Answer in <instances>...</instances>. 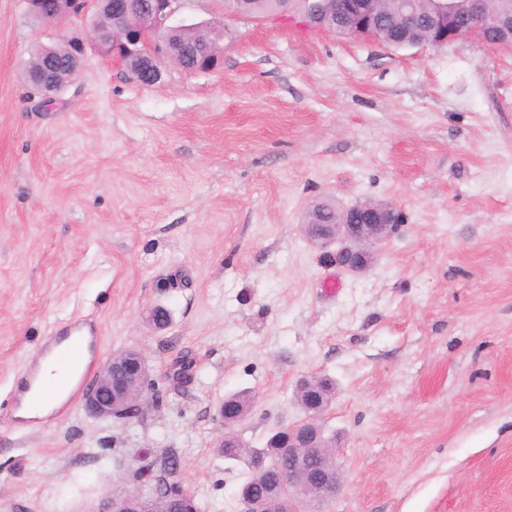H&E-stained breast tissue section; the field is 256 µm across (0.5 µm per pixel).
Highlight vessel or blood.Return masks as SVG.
Wrapping results in <instances>:
<instances>
[{"label":"vessel or blood","mask_w":512,"mask_h":512,"mask_svg":"<svg viewBox=\"0 0 512 512\" xmlns=\"http://www.w3.org/2000/svg\"><path fill=\"white\" fill-rule=\"evenodd\" d=\"M101 348V338L94 327L83 321L70 324L64 337H50L43 348L44 354L56 355L67 368L66 374L54 387L45 389L47 396H63L66 403H76L83 385L89 375L87 365L96 358ZM39 369L30 367L18 378L13 391V423L25 424L21 411L27 396L34 389L40 388Z\"/></svg>","instance_id":"vessel-or-blood-1"}]
</instances>
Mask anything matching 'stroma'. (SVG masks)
<instances>
[{
	"instance_id": "obj_1",
	"label": "stroma",
	"mask_w": 512,
	"mask_h": 512,
	"mask_svg": "<svg viewBox=\"0 0 512 512\" xmlns=\"http://www.w3.org/2000/svg\"><path fill=\"white\" fill-rule=\"evenodd\" d=\"M210 20L219 69L147 88L90 52L47 110L23 66L91 20L0 0V512H97L170 455L201 512H240L219 403L250 392L235 432L262 448L309 376L336 384L320 424L343 484L320 512H512V48L394 50L224 0L176 16ZM367 199L404 221L354 275L305 223ZM85 317L154 394L132 419L77 404L17 428L16 376Z\"/></svg>"
}]
</instances>
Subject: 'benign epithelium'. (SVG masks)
<instances>
[{
    "mask_svg": "<svg viewBox=\"0 0 512 512\" xmlns=\"http://www.w3.org/2000/svg\"><path fill=\"white\" fill-rule=\"evenodd\" d=\"M28 11L45 21L78 17L90 12L96 0H25ZM181 0H150L141 8L135 0H106L115 28L105 37L97 31L87 39L70 38L64 42L67 54L62 64L51 61L33 76L32 85L50 107L55 96L79 73L87 50L107 60L126 63L130 57L141 61L136 80L147 87L160 82L163 67H181L178 53L168 47L159 33L180 7ZM388 0H303V13L309 26L325 32L349 31L354 38L368 39L392 48L446 46L465 38H476L489 46L512 45V6L496 5V0H412L407 10L410 27H420L428 37L397 45L382 39L385 29L383 7ZM224 12L257 18L251 0H224ZM403 223L402 212L387 204L365 201L336 210V223L316 224L308 220L306 231L315 242L338 240L336 264L354 271L366 269L373 259V249L394 234ZM305 400L299 406L305 417L287 426L279 454L288 458L280 470L278 482L304 497L325 501L336 495L341 477L331 463L332 450L318 442L315 421L326 409L322 382L315 376L301 380ZM145 358L131 352L123 360L105 363L95 383L88 388L84 405L87 413L99 419L118 418L124 412L122 400H140L148 387ZM225 435L234 433L239 422L236 406L224 401L218 408ZM322 463L316 471L312 460Z\"/></svg>",
    "mask_w": 512,
    "mask_h": 512,
    "instance_id": "1",
    "label": "benign epithelium"
}]
</instances>
